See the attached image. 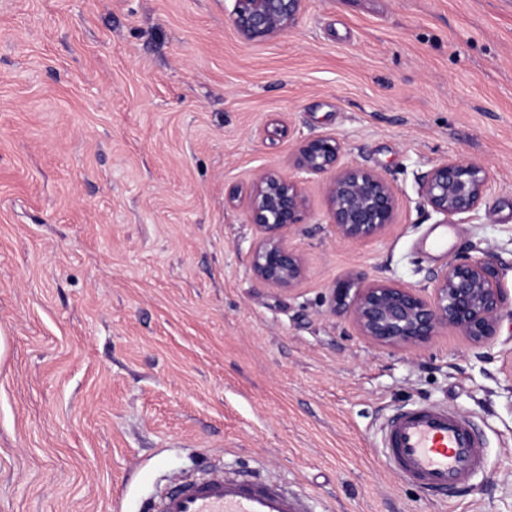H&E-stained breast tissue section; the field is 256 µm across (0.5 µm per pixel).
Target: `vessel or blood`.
<instances>
[{
	"label": "vessel or blood",
	"mask_w": 512,
	"mask_h": 512,
	"mask_svg": "<svg viewBox=\"0 0 512 512\" xmlns=\"http://www.w3.org/2000/svg\"><path fill=\"white\" fill-rule=\"evenodd\" d=\"M483 442L468 418L450 408H403L382 440L387 466L434 494L451 495L484 469ZM151 512H306L304 502L260 478L211 474L187 478Z\"/></svg>",
	"instance_id": "1"
}]
</instances>
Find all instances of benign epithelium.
<instances>
[{
	"mask_svg": "<svg viewBox=\"0 0 512 512\" xmlns=\"http://www.w3.org/2000/svg\"><path fill=\"white\" fill-rule=\"evenodd\" d=\"M302 0H234L231 21L242 37L263 41L287 33L298 20ZM342 147L331 137L303 142L294 161L295 174L260 173L247 195L248 219L257 236L252 245V272L272 289L292 293L305 274L302 257L288 244L292 228L302 223L305 175L326 177L325 193L332 226L343 239L380 237L394 223L396 196L381 173L340 163ZM488 175L466 160H446L418 178L424 206L451 224L476 211L485 201ZM502 263L492 251L481 257L456 255L433 275L429 293L382 277L362 278L358 288L342 278L330 288L328 307L346 317L356 330L384 347L421 348L440 330L466 338L475 356L498 335L512 315V291L502 285Z\"/></svg>",
	"mask_w": 512,
	"mask_h": 512,
	"instance_id": "1",
	"label": "benign epithelium"
}]
</instances>
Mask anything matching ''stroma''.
Here are the masks:
<instances>
[{
    "label": "stroma",
    "mask_w": 512,
    "mask_h": 512,
    "mask_svg": "<svg viewBox=\"0 0 512 512\" xmlns=\"http://www.w3.org/2000/svg\"><path fill=\"white\" fill-rule=\"evenodd\" d=\"M232 7L0 0V512H148L224 472L307 512H512V317L480 362L445 329L376 345L327 303L346 277L432 288L462 251H494L512 289V0H303L263 42ZM318 136L387 177L396 218L340 239L306 177L287 295L252 274L246 198ZM459 158L486 200L440 244L417 179ZM423 404L483 438L447 500L379 448Z\"/></svg>",
    "instance_id": "obj_1"
}]
</instances>
